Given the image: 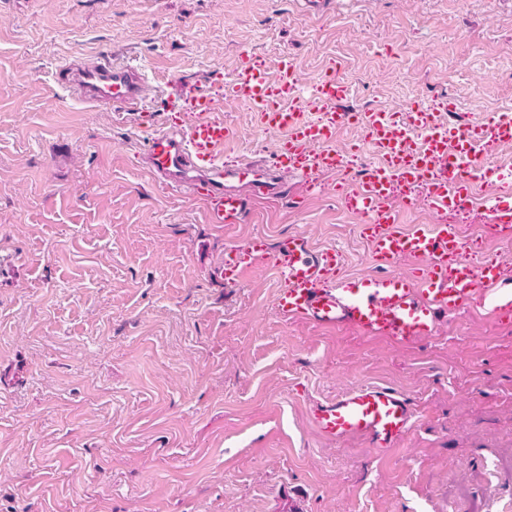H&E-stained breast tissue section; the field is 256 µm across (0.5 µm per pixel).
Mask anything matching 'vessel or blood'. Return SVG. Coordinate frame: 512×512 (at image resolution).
<instances>
[{
    "instance_id": "b4317fda",
    "label": "vessel or blood",
    "mask_w": 512,
    "mask_h": 512,
    "mask_svg": "<svg viewBox=\"0 0 512 512\" xmlns=\"http://www.w3.org/2000/svg\"><path fill=\"white\" fill-rule=\"evenodd\" d=\"M59 82L86 108L116 112L141 110L148 85L141 69L108 54L68 61L57 72ZM188 113L182 123L153 128L141 151L143 170L159 187L203 196L211 224H236L251 200L281 188L282 176L297 174L310 193L335 190L345 210L360 225L378 275L349 277L343 255L333 246L315 247L298 233L278 247L261 235L244 246L224 250V282L242 281L254 259L276 271L280 285L273 307L281 315H302L332 329L352 328L404 344L433 337L440 319L481 300L488 314L512 322V284L500 260L482 239H461L447 224L401 226L387 207L395 194L427 188L425 206L434 213H464L477 202L475 182L490 166L484 147L512 145V108L484 116L481 124L454 125L422 108L400 116L378 108L364 112L363 149L372 156L361 175H354L336 147V135L350 122L342 108L347 85L335 75L304 88L292 61L270 66L260 55L243 58L224 84L225 95L243 102L265 129L283 133L273 162L227 158L233 128L218 113L212 98L181 88ZM332 177L324 185V177ZM504 238L512 237V185L501 184L488 200ZM418 260L408 273H391L398 260ZM410 395L383 385H363L312 401L307 418L316 433L339 441L364 438L377 455L405 438L415 427Z\"/></svg>"
}]
</instances>
